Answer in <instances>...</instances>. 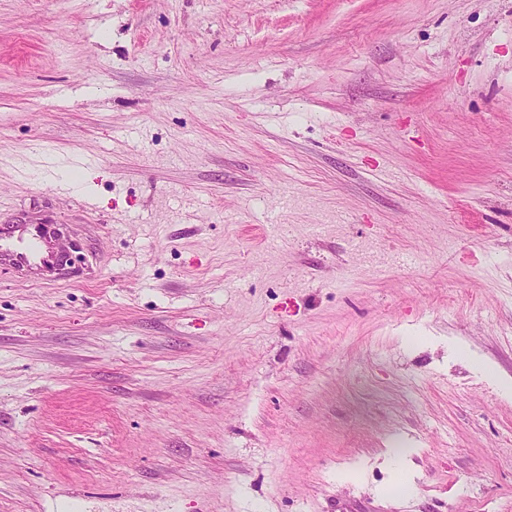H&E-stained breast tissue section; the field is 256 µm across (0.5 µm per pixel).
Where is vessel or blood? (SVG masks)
Returning <instances> with one entry per match:
<instances>
[{"instance_id":"b4317fda","label":"vessel or blood","mask_w":512,"mask_h":512,"mask_svg":"<svg viewBox=\"0 0 512 512\" xmlns=\"http://www.w3.org/2000/svg\"><path fill=\"white\" fill-rule=\"evenodd\" d=\"M54 233L47 224L0 222V270L38 280L41 269L61 262Z\"/></svg>"}]
</instances>
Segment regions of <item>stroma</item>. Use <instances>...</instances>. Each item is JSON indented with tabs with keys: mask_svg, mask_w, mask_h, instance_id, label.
Here are the masks:
<instances>
[{
	"mask_svg": "<svg viewBox=\"0 0 512 512\" xmlns=\"http://www.w3.org/2000/svg\"><path fill=\"white\" fill-rule=\"evenodd\" d=\"M5 220L0 512H512V0H0ZM49 224L0 221V270L12 271L29 281H41L40 270L61 263L60 251Z\"/></svg>",
	"mask_w": 512,
	"mask_h": 512,
	"instance_id": "obj_1",
	"label": "stroma"
}]
</instances>
